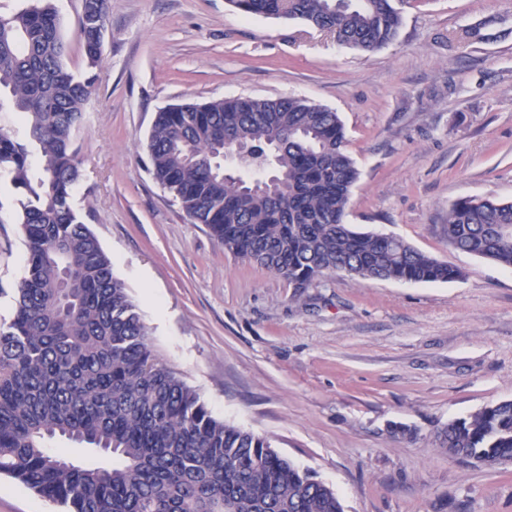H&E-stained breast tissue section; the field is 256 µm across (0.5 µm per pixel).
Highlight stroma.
Instances as JSON below:
<instances>
[{
  "instance_id": "stroma-1",
  "label": "stroma",
  "mask_w": 512,
  "mask_h": 512,
  "mask_svg": "<svg viewBox=\"0 0 512 512\" xmlns=\"http://www.w3.org/2000/svg\"><path fill=\"white\" fill-rule=\"evenodd\" d=\"M68 46L83 0H54ZM363 53L230 0H108L98 79L73 142V205L158 358L227 423L269 437L344 512H512V463L448 455L449 421L512 400V270L449 246L463 198L512 201V0H401ZM298 96L338 112L360 176L346 221L462 270L448 282L347 274L297 288L225 250L148 172L156 112ZM0 223V324L26 276ZM0 512H65L0 476Z\"/></svg>"
}]
</instances>
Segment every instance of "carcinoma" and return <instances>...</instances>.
Returning a JSON list of instances; mask_svg holds the SVG:
<instances>
[{"label": "carcinoma", "mask_w": 512, "mask_h": 512, "mask_svg": "<svg viewBox=\"0 0 512 512\" xmlns=\"http://www.w3.org/2000/svg\"><path fill=\"white\" fill-rule=\"evenodd\" d=\"M83 11L84 69L66 63L53 0L0 15V171L19 190L27 275L0 326V475L66 512H344L327 484L271 441L216 418L151 348L112 258L72 205V136L102 58L107 0ZM249 15L300 19L345 47L373 52L397 36L394 0H230ZM253 149L224 174V135ZM151 173L196 224L236 256L296 288L330 274L447 282L462 272L403 239L345 222L359 170L338 113L303 98L217 99L156 112ZM38 168H32V158ZM448 244L512 268V202L466 198L448 209ZM55 437L117 455L78 464ZM448 455L512 463V400L448 422Z\"/></svg>", "instance_id": "obj_1"}]
</instances>
